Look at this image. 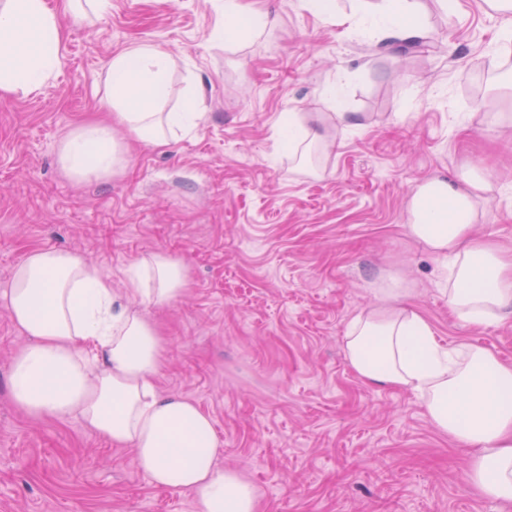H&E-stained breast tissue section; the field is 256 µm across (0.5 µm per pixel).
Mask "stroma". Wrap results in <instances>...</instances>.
I'll return each instance as SVG.
<instances>
[{
    "instance_id": "35a3bbf8",
    "label": "stroma",
    "mask_w": 512,
    "mask_h": 512,
    "mask_svg": "<svg viewBox=\"0 0 512 512\" xmlns=\"http://www.w3.org/2000/svg\"><path fill=\"white\" fill-rule=\"evenodd\" d=\"M223 2L112 0L99 17L65 15L59 78L0 97V512H198L192 493L154 486L130 449L79 418L33 419L13 403L26 338L3 295L34 247L77 253L118 292L153 252L184 260L185 296L143 309L165 347L156 384L211 417L217 462L253 484L258 512H512L468 482L473 449L437 431L413 393L361 382L343 342L394 278L442 345L512 362V317L461 323L439 263L405 229L417 186L473 168L490 182L474 233L512 249V13L410 0L421 34L402 41L381 0H334L330 17L307 0H241L269 26L228 44ZM137 42L173 54L175 79L199 81L210 120L165 148L132 143L112 180L74 181L58 145L99 113L110 58ZM288 112L320 137L313 164L277 143Z\"/></svg>"
}]
</instances>
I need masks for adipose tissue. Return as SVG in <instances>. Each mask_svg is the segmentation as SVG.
<instances>
[{
	"instance_id": "1",
	"label": "adipose tissue",
	"mask_w": 512,
	"mask_h": 512,
	"mask_svg": "<svg viewBox=\"0 0 512 512\" xmlns=\"http://www.w3.org/2000/svg\"><path fill=\"white\" fill-rule=\"evenodd\" d=\"M75 0H0V95H28L64 62L62 19ZM225 40L259 37L266 18L224 0ZM172 55L151 43L114 54L105 77L108 120L76 126L58 148L78 181L108 180L128 164L127 137L155 147L196 134L208 122L197 91L175 88ZM487 183L472 172L435 177L410 202L408 234L435 255L455 316L483 327L512 314V257L473 233L475 201ZM185 262L161 251L127 275L123 294L80 255L33 249L14 267L4 298L28 344L14 357L10 394L35 418H79L130 449L155 485L194 493L199 512H256L255 490L219 467L221 443L195 403L161 394L162 337L141 312L179 300ZM375 304L347 327L345 351L365 384L412 391L443 433L474 448L469 479L486 497L512 503V365L488 349L442 346L430 324L405 306L400 282L381 287Z\"/></svg>"
}]
</instances>
